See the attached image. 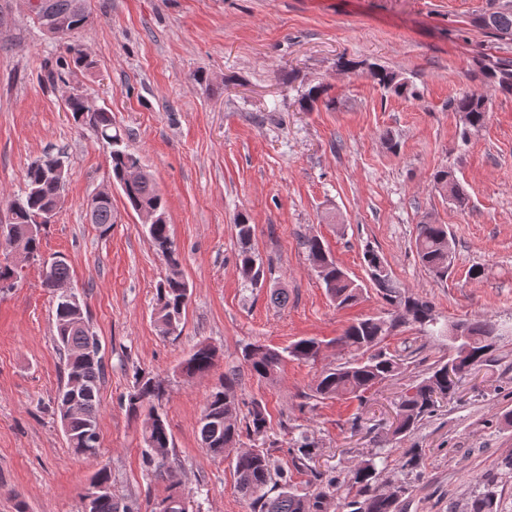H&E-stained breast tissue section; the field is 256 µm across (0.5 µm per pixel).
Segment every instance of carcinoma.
Returning a JSON list of instances; mask_svg holds the SVG:
<instances>
[{"mask_svg":"<svg viewBox=\"0 0 512 512\" xmlns=\"http://www.w3.org/2000/svg\"><path fill=\"white\" fill-rule=\"evenodd\" d=\"M45 17H36L40 26L50 20H66L68 28L62 35H54L59 46L77 67L89 65L82 46L71 42L73 35L89 24L90 13L77 11L73 0H42ZM496 6L492 26L495 31L512 36V0H491ZM372 80L382 89L398 97H413L415 90L408 80L398 73L375 65L369 68ZM484 77L496 91L512 94V63L496 60L487 64ZM330 110L336 108V99L328 89L315 87L302 99V108L310 111L317 106ZM66 111L77 122L90 126L97 139L110 147L109 167L112 182L122 190L126 204L134 212L151 211L158 221L148 227V239L154 250L168 266L167 276L159 283L157 295L161 317L181 325L190 286L181 271V257L177 251L167 220L166 204L152 175L143 169L140 156L128 149L119 130L112 124V113L102 106L92 107V99L84 93H76L65 99ZM448 110L462 121V140H467L473 130L484 126L489 118V98L484 94L464 91L448 101ZM61 155L47 154L31 163L25 172L24 188L9 201L11 219L9 226L17 235H24L28 227L38 223L47 214H56L63 195L60 193L55 168ZM433 188L453 201L461 210L468 205L454 173L446 167L433 174ZM92 223L108 231L114 224L112 202L100 204L93 212ZM239 246L237 260L239 269L251 287L260 282L263 271L257 265L252 242L254 225L240 218L234 224ZM303 246L308 260L327 295L338 307L356 303L363 292L362 285L352 279L332 258L322 239L317 234L305 237ZM416 255L419 262L436 278H448L454 263V250L448 238L445 224L423 221L417 225L415 237ZM369 269L370 281L375 290L392 308L389 316L368 317L350 325L336 343L346 348L351 357L334 366L323 369L313 387L314 397L319 399L349 396L361 399L375 385L400 373L402 359L381 347L386 336L399 324L411 322L419 325L431 336L448 338L451 355L440 360L428 372L409 384L401 395L396 409V424L391 430L396 440L411 433L425 417L433 414L440 404L453 397L460 381L471 371L494 360L497 342L502 328L495 321L485 318L458 320L454 322L459 333H454L446 323H439L433 306L407 291L400 290L391 272L381 274L378 266L385 265L383 258L372 249L364 253ZM70 280L69 264L60 263L44 271L43 284L63 283ZM56 346L66 353L67 380L56 397L57 415L66 412L64 396L70 384H75L80 399L77 412L69 416V431L66 433L68 447L76 455L95 458L99 443L87 445L84 436L88 429H97V414L100 406V386L104 372L103 355L99 340L90 330L88 316H83L84 325L74 324L75 312L68 303L55 298ZM321 351V342L313 337L302 338L284 351L265 345H246L243 358L251 376L259 381L272 382L285 357L309 362L316 361ZM216 357V350L200 344L180 364L185 377L190 379L209 372ZM458 369L459 381L448 380V367ZM239 378L234 372L224 375V382L207 396L198 421V434L203 448L214 456L234 452L231 465L236 487L249 504L251 512H396L399 500L409 492L402 481L380 482L385 464L384 452L378 449L361 459L347 474L318 471L310 466L316 448L308 437L293 440L288 455L297 469H307L311 478L308 488L300 492L291 484L288 470L265 448H240L242 438L260 437L266 433L268 417L265 407L252 402L247 412H242L237 395ZM165 393L162 384L152 377L136 379V390L128 399L129 411L137 413L147 409L142 421V452L144 463L155 476L167 480L169 493L161 502L186 500L179 465L172 457V437L168 425L152 403ZM89 512H141L135 500L119 498L108 492L92 502ZM469 512H498L496 492L489 484L474 491Z\"/></svg>","mask_w":512,"mask_h":512,"instance_id":"obj_1","label":"carcinoma"}]
</instances>
